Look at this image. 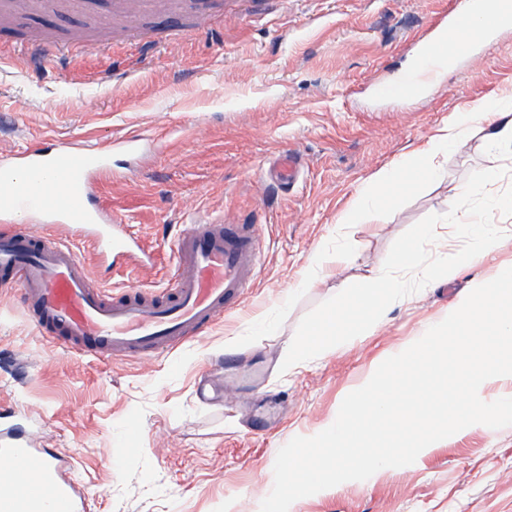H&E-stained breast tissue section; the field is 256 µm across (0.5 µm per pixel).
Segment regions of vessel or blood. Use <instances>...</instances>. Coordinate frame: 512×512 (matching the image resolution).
I'll return each instance as SVG.
<instances>
[{
    "label": "vessel or blood",
    "mask_w": 512,
    "mask_h": 512,
    "mask_svg": "<svg viewBox=\"0 0 512 512\" xmlns=\"http://www.w3.org/2000/svg\"><path fill=\"white\" fill-rule=\"evenodd\" d=\"M479 0H457L438 23L439 34L423 36V61L448 54L441 32L456 29ZM140 134L130 133L93 148L35 147L0 161V281L18 286L48 342L103 357L159 354L206 332L237 310L260 269L258 224H226L208 218L179 233L167 285L159 291L129 289L106 296L93 286L87 265L58 236L59 227L79 231L101 260L127 253L132 240L122 216L99 201L96 181L112 173L114 154H138ZM272 184L294 182L301 167L295 152L280 156ZM48 217L44 235L12 224L20 209ZM66 458L30 447L13 427L0 428V512H84L85 494L69 473Z\"/></svg>",
    "instance_id": "1"
}]
</instances>
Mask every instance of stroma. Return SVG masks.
Segmentation results:
<instances>
[{
    "label": "stroma",
    "instance_id": "35a3bbf8",
    "mask_svg": "<svg viewBox=\"0 0 512 512\" xmlns=\"http://www.w3.org/2000/svg\"><path fill=\"white\" fill-rule=\"evenodd\" d=\"M140 4L36 0L0 26V158L35 142L149 138L134 173L114 156L96 191L153 261L100 263L63 234L109 292L164 287L174 238L208 214L259 218L261 270L238 311L148 357L52 347L18 289L0 285V415L33 447L69 456L85 512H260L282 446L326 429L385 359L512 261L511 244L392 303L369 335L281 367L302 317L372 275L421 219L446 213L472 172L505 168L488 190L512 187V156L477 135L449 152L441 180L366 223L338 226L378 169L423 152L462 109L512 94V28L405 102L391 87L413 74L416 36L452 0H188L155 5L147 39L132 27ZM37 34L65 55L26 67L21 49ZM291 148L304 174L273 192L260 167ZM317 258L324 279L272 313ZM267 314L275 331L255 333L251 322ZM289 512H512V426H469L413 464L300 498Z\"/></svg>",
    "mask_w": 512,
    "mask_h": 512
}]
</instances>
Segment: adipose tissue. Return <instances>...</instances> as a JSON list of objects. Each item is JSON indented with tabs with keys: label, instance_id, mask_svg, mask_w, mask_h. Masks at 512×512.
I'll return each mask as SVG.
<instances>
[{
	"label": "adipose tissue",
	"instance_id": "obj_1",
	"mask_svg": "<svg viewBox=\"0 0 512 512\" xmlns=\"http://www.w3.org/2000/svg\"><path fill=\"white\" fill-rule=\"evenodd\" d=\"M482 128L488 131L487 143L492 150L512 155L511 96L496 98L480 108L457 113L433 139L423 156L377 170L358 190L353 207L341 218L342 223H363L369 214L386 210L416 184L439 179L440 158Z\"/></svg>",
	"mask_w": 512,
	"mask_h": 512
}]
</instances>
